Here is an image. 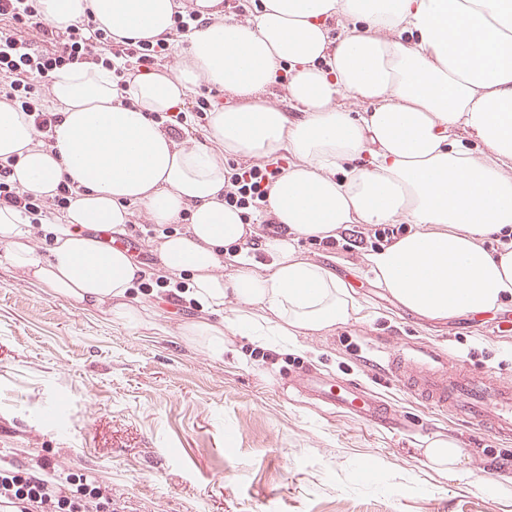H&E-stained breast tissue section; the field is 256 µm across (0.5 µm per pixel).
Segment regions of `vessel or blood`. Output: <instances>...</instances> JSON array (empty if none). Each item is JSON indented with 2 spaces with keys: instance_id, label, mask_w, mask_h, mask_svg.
<instances>
[{
  "instance_id": "vessel-or-blood-1",
  "label": "vessel or blood",
  "mask_w": 512,
  "mask_h": 512,
  "mask_svg": "<svg viewBox=\"0 0 512 512\" xmlns=\"http://www.w3.org/2000/svg\"><path fill=\"white\" fill-rule=\"evenodd\" d=\"M387 372L433 411L451 414L474 431L512 440V383L493 374L450 365L445 353L402 347L387 355ZM294 390L330 408L389 429L405 427L406 418L367 388L332 384L314 372L303 373Z\"/></svg>"
}]
</instances>
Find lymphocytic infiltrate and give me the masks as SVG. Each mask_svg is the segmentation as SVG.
<instances>
[{
    "mask_svg": "<svg viewBox=\"0 0 512 512\" xmlns=\"http://www.w3.org/2000/svg\"><path fill=\"white\" fill-rule=\"evenodd\" d=\"M169 50L164 41L113 43L89 16L61 32L45 21L38 0H0V99L29 114L44 143L49 142L59 114L48 104L41 80L64 67L101 63L111 66L123 81L128 66L156 70L168 58ZM279 172V167L269 163L229 164L225 203L259 211ZM9 176L8 167L0 164V207L21 211L32 224H41L43 198L22 190ZM406 230L403 224H374L364 232L323 238L315 247L322 252L375 250L390 245ZM0 512H112V493L85 474L60 470L46 462L36 471L8 462L0 464Z\"/></svg>",
    "mask_w": 512,
    "mask_h": 512,
    "instance_id": "obj_1",
    "label": "lymphocytic infiltrate"
}]
</instances>
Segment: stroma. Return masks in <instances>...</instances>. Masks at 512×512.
<instances>
[{"instance_id": "1", "label": "stroma", "mask_w": 512, "mask_h": 512, "mask_svg": "<svg viewBox=\"0 0 512 512\" xmlns=\"http://www.w3.org/2000/svg\"><path fill=\"white\" fill-rule=\"evenodd\" d=\"M297 254L351 287L358 312L300 336L288 352L233 333L222 356L186 327L206 311L133 290L136 323L58 297L0 263V459L48 462L96 477L112 512H512V442L423 408L384 372L378 348L446 352L512 381V332L474 316L404 309L360 268L364 249ZM312 370L381 394L410 421L389 431L353 421L288 388ZM456 438V474L430 468L427 443ZM374 476L360 478L364 465ZM486 483L506 485L498 495Z\"/></svg>"}]
</instances>
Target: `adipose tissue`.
<instances>
[{
    "mask_svg": "<svg viewBox=\"0 0 512 512\" xmlns=\"http://www.w3.org/2000/svg\"><path fill=\"white\" fill-rule=\"evenodd\" d=\"M247 20L224 0H190L199 20L176 68L142 72L118 86L110 67L53 73L62 106L54 142L0 100V160L11 179L44 198L68 179L77 193L64 221L43 225L49 258L19 211L0 209V258L56 295L106 307L119 321L144 272L122 250L103 249L89 228L121 231L136 204L154 223L189 222L166 235L160 259L189 273L183 295L218 322L187 327L224 351L225 332L287 349L300 332L348 323L350 287L294 254L302 237L358 224H408L411 232L364 256L367 272L397 302L431 318L481 314L512 300V0H251ZM66 30L84 16L113 41L170 39L177 0H39ZM287 74L291 111L267 89ZM206 86L234 96L215 106L199 142H179L155 115L182 108ZM288 156L264 216L286 227L263 240L264 269L239 258L219 268L225 246L254 230L224 201L227 159ZM232 315H225V306Z\"/></svg>",
    "mask_w": 512,
    "mask_h": 512,
    "instance_id": "ef3b65f1",
    "label": "adipose tissue"
}]
</instances>
